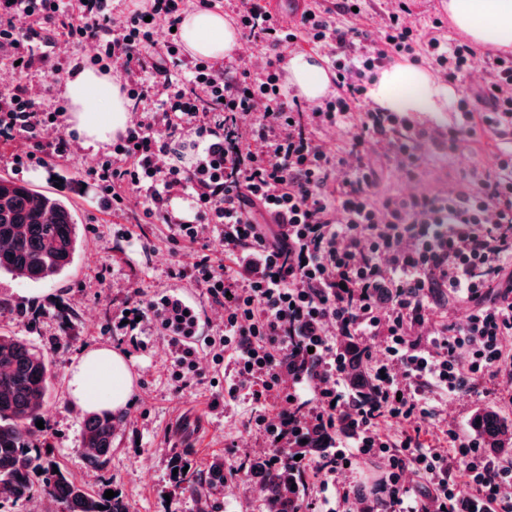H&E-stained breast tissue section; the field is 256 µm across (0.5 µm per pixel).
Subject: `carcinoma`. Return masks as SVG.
Listing matches in <instances>:
<instances>
[{"label": "carcinoma", "instance_id": "cac0c4a2", "mask_svg": "<svg viewBox=\"0 0 512 512\" xmlns=\"http://www.w3.org/2000/svg\"><path fill=\"white\" fill-rule=\"evenodd\" d=\"M78 248V222L71 202L55 194L39 193L29 184L0 176V274L32 283L58 277L73 265ZM346 359V380L360 399L373 396L374 385L365 356L349 343H341ZM55 372L44 353L26 340L0 334V489L12 500L28 502L49 497L62 512H134L122 494L107 499L108 486L90 491L63 469L45 449V438L36 427L41 419ZM120 418L92 414L84 418L82 449L93 470L112 455ZM470 428L481 450L489 456L512 457V420L492 407L479 409ZM340 428L299 433L295 452L324 462L330 458ZM176 487L205 503L210 489L224 484V463L214 461L199 472L187 456H176L170 469ZM248 471L260 478L266 512H299L307 473L274 467L265 455L247 461Z\"/></svg>", "mask_w": 512, "mask_h": 512}]
</instances>
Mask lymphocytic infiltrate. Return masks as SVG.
Segmentation results:
<instances>
[{
    "mask_svg": "<svg viewBox=\"0 0 512 512\" xmlns=\"http://www.w3.org/2000/svg\"><path fill=\"white\" fill-rule=\"evenodd\" d=\"M185 2L147 0L118 24L123 35L116 38L107 0H0V48L12 52L17 73L38 65L57 81L66 62L56 46L89 43L96 48L93 64L108 59L131 77L150 75V82L127 84L132 106L150 88L163 89L156 111L141 113L126 128L94 174L113 204H122V189L139 190L145 213L162 218L176 236L197 240L203 225L226 255L237 256L234 265L194 267L195 287L224 308V333L207 345L219 361L225 351L235 353L237 378L254 385L255 398L284 384L296 392L275 419L259 416L268 437L286 442L299 427L346 424L349 448L322 465L329 475L322 489L337 506L345 512H512V459L488 456L472 439L459 440L450 459L408 439L391 445L377 429L383 417L433 416L424 397L428 387L471 393L490 380L501 394H512V155L476 182L442 194L386 196L377 170L360 158L335 182L340 159L312 137L314 126L338 123L361 102L366 73L424 60L456 81L471 70L475 48L414 35L406 21L410 7L400 0L380 44L352 57L346 49L359 30L333 26L330 15L351 11L353 0L306 10L289 30L260 0H250L237 18L247 38L275 51L301 34L338 45L330 60L336 92L309 111L283 93L277 54L255 79L183 58L175 28ZM157 18L169 27L161 41L154 37ZM486 64L491 77L463 100L449 146L481 132L512 131V56L490 52ZM50 123L26 87L0 98V131L37 140ZM370 139L389 145L392 160L407 172L418 167L425 134L407 118L380 108L363 113L351 153L359 157ZM176 196L192 202L193 220L172 215ZM435 287L468 303L469 314L464 323L424 335ZM151 313L161 315L173 336L195 324L174 303L150 299L130 309L134 318ZM342 338L383 351L371 361L376 391L368 400L345 384ZM382 454L388 464L373 486L336 481L346 462ZM461 483L468 497H459Z\"/></svg>",
    "mask_w": 512,
    "mask_h": 512,
    "instance_id": "1",
    "label": "lymphocytic infiltrate"
}]
</instances>
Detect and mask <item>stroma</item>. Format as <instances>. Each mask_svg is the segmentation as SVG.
Masks as SVG:
<instances>
[{
    "mask_svg": "<svg viewBox=\"0 0 512 512\" xmlns=\"http://www.w3.org/2000/svg\"><path fill=\"white\" fill-rule=\"evenodd\" d=\"M396 7V0H362L359 14L339 12L335 21L367 32L375 40L388 12ZM410 8L408 23L415 34L436 36L445 42L458 38V30L435 0H412ZM48 81L47 73L37 66L25 75H15L7 52L0 51V95L22 84L33 96L43 98L45 108L51 111L60 107L62 90L57 87L51 95H44ZM460 113L459 106L454 105L440 116L414 119L415 128L429 138L416 177L408 179L401 169L378 161L382 193L445 192L493 167L498 155L512 153V136L497 141L481 137L453 149L440 145V138L458 122ZM27 151L35 152V159L15 166L13 155ZM103 155V149L76 139L60 157L35 147L22 135L0 136V176L69 198L83 234L76 261L64 277L35 284L0 275V301L17 309L16 315L0 317V332L39 348L57 374L42 417L48 446L72 477L92 486L103 479L110 481L135 512H199L196 499L175 488L169 462L186 450L201 469L220 458L229 477L223 487L210 492L214 512H264L263 502L255 493V479L245 464L269 450V440L256 419L272 413L274 407L256 402L248 390L236 389L233 356L225 355L223 363H214L208 347L202 344L197 348L196 369H182L173 363L157 317H150L132 331L112 330L113 323L138 296L150 299L167 288L195 292L185 270L205 257L222 260L224 250L219 240L207 233L194 243L174 239L166 224L145 216L141 195L134 189H127L124 204L108 205L91 173ZM60 304L74 307L78 314L71 331H64L54 314ZM102 345L117 348L131 358L137 388L117 427L107 465L94 472L87 468L81 453L84 416L70 406L65 378L75 356L84 348ZM429 397L440 409L432 423L416 417L408 422L387 418L380 423L386 438L398 440L416 429L422 448L448 452L452 443L447 428L469 435L470 418L477 409L491 406L512 418V407L499 403L492 393L461 392L449 397L433 391Z\"/></svg>",
    "mask_w": 512,
    "mask_h": 512,
    "instance_id": "35a3bbf8",
    "label": "stroma"
}]
</instances>
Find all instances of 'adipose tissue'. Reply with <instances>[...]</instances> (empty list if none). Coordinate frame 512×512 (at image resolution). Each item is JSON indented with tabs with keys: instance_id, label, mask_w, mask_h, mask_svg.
<instances>
[{
	"instance_id": "1",
	"label": "adipose tissue",
	"mask_w": 512,
	"mask_h": 512,
	"mask_svg": "<svg viewBox=\"0 0 512 512\" xmlns=\"http://www.w3.org/2000/svg\"><path fill=\"white\" fill-rule=\"evenodd\" d=\"M448 14L456 29L474 43H491L512 52V0H448ZM181 39L192 56L215 60L240 47L223 13L212 9L187 12ZM287 72L289 83L308 101H319L329 89L328 74L313 58L292 56ZM455 96L453 86L434 80L424 68L410 63L384 69L371 89V98L380 107L411 116L447 111ZM62 112L82 144L95 147L110 143L130 120L118 79L91 68L81 69L65 82ZM133 392L132 363L110 346L85 349L67 369L66 396L81 412L122 414Z\"/></svg>"
}]
</instances>
